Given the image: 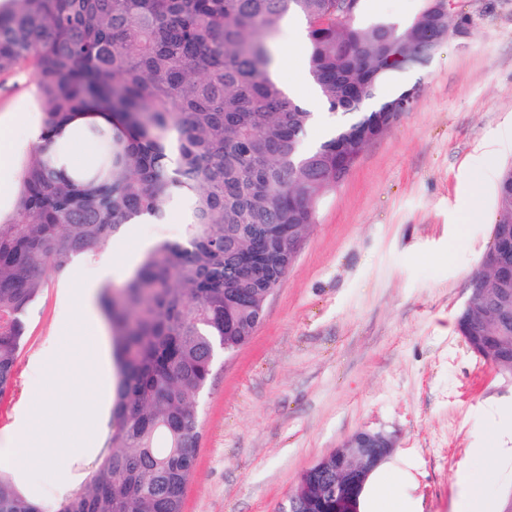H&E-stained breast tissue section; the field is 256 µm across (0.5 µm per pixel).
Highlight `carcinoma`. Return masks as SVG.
<instances>
[{"label":"carcinoma","mask_w":512,"mask_h":512,"mask_svg":"<svg viewBox=\"0 0 512 512\" xmlns=\"http://www.w3.org/2000/svg\"><path fill=\"white\" fill-rule=\"evenodd\" d=\"M354 15L324 26L335 0H9L0 10V74L33 67L43 108L40 141L20 168L13 214L0 215V396L16 385L30 308L47 271L104 253L140 216L190 209L178 242L151 246L100 308L116 365L102 448L85 481L53 512H183L202 432L198 400L221 355L245 345L288 265V247L263 252L251 279L238 258L268 224L312 223L310 209L336 187V154L356 163L368 133L407 111L404 88L380 86L398 57L430 48L455 26L442 0H422L408 23ZM287 16L307 21L309 80L335 124L309 144L314 113L273 76ZM100 151L72 164L63 145ZM496 223L512 224V166L496 194ZM483 299L457 325L496 324L512 278L473 279ZM0 512H43L0 474Z\"/></svg>","instance_id":"1"}]
</instances>
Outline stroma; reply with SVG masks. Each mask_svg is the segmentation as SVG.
<instances>
[{"instance_id": "35a3bbf8", "label": "stroma", "mask_w": 512, "mask_h": 512, "mask_svg": "<svg viewBox=\"0 0 512 512\" xmlns=\"http://www.w3.org/2000/svg\"><path fill=\"white\" fill-rule=\"evenodd\" d=\"M457 15L426 59L390 78L419 85L411 110L323 197L262 322L219 360L199 401L185 512H279L301 474L362 428L396 440L383 493L366 490L362 512H456L464 465L493 512L512 497V464L490 469L475 455L485 442L512 446V384L455 327L512 165L511 145L481 149L512 127V0H458ZM10 115L15 182L42 119L32 69L0 76V118ZM166 211L113 242L108 256L123 266L112 282L154 243L181 239L185 203ZM104 259L50 274L27 317L17 386L0 396V440L19 433L47 380L66 379L47 348L79 279L96 281Z\"/></svg>"}]
</instances>
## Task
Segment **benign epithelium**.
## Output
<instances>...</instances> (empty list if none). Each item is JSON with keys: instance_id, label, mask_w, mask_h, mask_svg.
Instances as JSON below:
<instances>
[{"instance_id": "obj_1", "label": "benign epithelium", "mask_w": 512, "mask_h": 512, "mask_svg": "<svg viewBox=\"0 0 512 512\" xmlns=\"http://www.w3.org/2000/svg\"><path fill=\"white\" fill-rule=\"evenodd\" d=\"M512 273V236L508 227L502 229L499 248L485 253L477 274L508 275ZM483 323L472 319L466 325L465 340L471 351L495 372L508 373L512 382V363L485 356L476 342ZM394 448L392 437L384 431L361 429L351 434L333 453L319 459L303 472L298 483V497L285 504L280 512H306L317 505L333 504L336 512H361L360 501L371 474L390 456Z\"/></svg>"}]
</instances>
